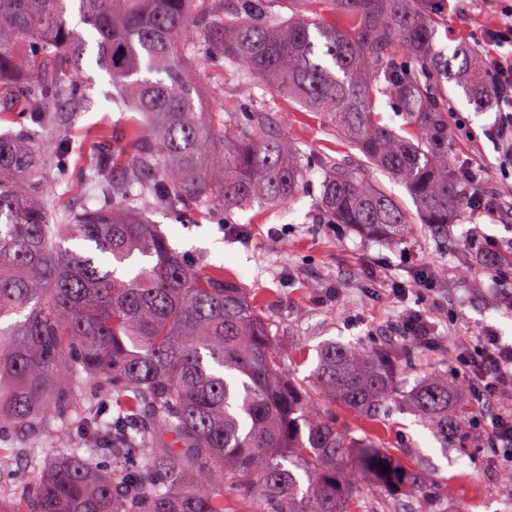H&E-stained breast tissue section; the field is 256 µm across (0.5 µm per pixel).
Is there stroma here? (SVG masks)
<instances>
[{
  "mask_svg": "<svg viewBox=\"0 0 512 512\" xmlns=\"http://www.w3.org/2000/svg\"><path fill=\"white\" fill-rule=\"evenodd\" d=\"M435 20L437 46L464 42L484 52L497 18L486 0H437ZM83 68L87 99L65 127L73 146L72 180L56 192L60 210L84 202L83 170L124 134L123 119L112 108L115 89L108 77L93 62H84ZM192 78L199 111L220 112L232 100L245 111L252 105L239 84L219 78L213 68H195ZM452 97L448 126L453 148L448 161L486 167L489 175L477 188L486 208L468 213L466 221L454 226L447 245H439L421 224L402 243L385 246L324 223L316 173L290 211L255 206L226 219L200 216L190 206L180 215L158 212L153 219L171 246L200 271L224 269L242 288L264 296L272 330L298 377L314 368V348L321 342L373 340L392 350L402 343L397 325L406 310L426 312L437 344L416 345L412 362L399 365L400 398L384 415L381 435L400 459L422 465L427 472L430 489L408 494L418 507L429 506L434 512H512V485L501 481L503 466L486 449L484 438L486 424L512 410V400L475 401L452 361L455 344L487 326L512 342V308L502 303L492 275L476 264L473 252L477 245L495 249L503 273H512V177L501 174L502 147L487 135L496 108L476 111L459 90ZM266 108L286 113L289 135L301 141L308 155H330L362 166L357 150L339 146L332 132L298 104L272 98ZM422 271L435 278L434 295L412 294L400 301L384 288L386 280L410 283ZM436 372L454 378L469 406L470 435L448 449L416 423L402 401L421 377Z\"/></svg>",
  "mask_w": 512,
  "mask_h": 512,
  "instance_id": "1",
  "label": "stroma"
}]
</instances>
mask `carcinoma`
Wrapping results in <instances>:
<instances>
[{
  "label": "carcinoma",
  "instance_id": "obj_1",
  "mask_svg": "<svg viewBox=\"0 0 512 512\" xmlns=\"http://www.w3.org/2000/svg\"><path fill=\"white\" fill-rule=\"evenodd\" d=\"M69 2L0 0V121L25 118L0 132V440L50 448L28 454L33 473L0 512H364L356 478L426 486L378 434L356 437L336 415L380 421L411 344L325 341L312 376H292L263 296L221 268L198 272L148 210L286 206L308 176L273 114L196 111L190 68L214 61L258 105L271 94L317 115L446 237L477 177L448 165V94L492 103L483 54L436 46L433 0H76L82 31ZM91 43L112 105L136 117L89 175L93 204L58 216L71 143L31 100L76 104ZM385 101L411 136L385 122ZM320 176L332 223L383 242L412 232L403 205L353 167L325 156ZM406 404L443 448L468 430L446 373Z\"/></svg>",
  "mask_w": 512,
  "mask_h": 512
}]
</instances>
